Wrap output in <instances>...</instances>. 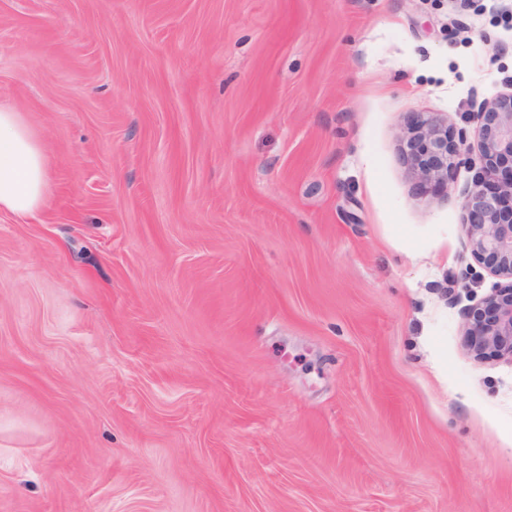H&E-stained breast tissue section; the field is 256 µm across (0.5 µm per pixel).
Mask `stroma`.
Listing matches in <instances>:
<instances>
[{
  "mask_svg": "<svg viewBox=\"0 0 512 512\" xmlns=\"http://www.w3.org/2000/svg\"><path fill=\"white\" fill-rule=\"evenodd\" d=\"M512 0H0V512H512V358L466 313ZM456 166L415 176L417 117ZM48 153L23 114L0 108V210L39 211L47 191Z\"/></svg>",
  "mask_w": 512,
  "mask_h": 512,
  "instance_id": "35a3bbf8",
  "label": "stroma"
}]
</instances>
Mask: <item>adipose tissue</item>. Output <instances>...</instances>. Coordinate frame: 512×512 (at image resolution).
Listing matches in <instances>:
<instances>
[{"label":"adipose tissue","mask_w":512,"mask_h":512,"mask_svg":"<svg viewBox=\"0 0 512 512\" xmlns=\"http://www.w3.org/2000/svg\"><path fill=\"white\" fill-rule=\"evenodd\" d=\"M48 153L22 113L0 109V210L39 211L47 191Z\"/></svg>","instance_id":"adipose-tissue-1"}]
</instances>
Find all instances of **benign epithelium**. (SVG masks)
<instances>
[{"instance_id": "obj_1", "label": "benign epithelium", "mask_w": 512, "mask_h": 512, "mask_svg": "<svg viewBox=\"0 0 512 512\" xmlns=\"http://www.w3.org/2000/svg\"><path fill=\"white\" fill-rule=\"evenodd\" d=\"M482 153L475 185L462 204L472 252L499 276L512 279V93L477 110ZM403 151L425 181L443 180L454 165L448 129L421 118L410 128ZM467 346L480 356L512 358V287L502 288L470 313Z\"/></svg>"}]
</instances>
